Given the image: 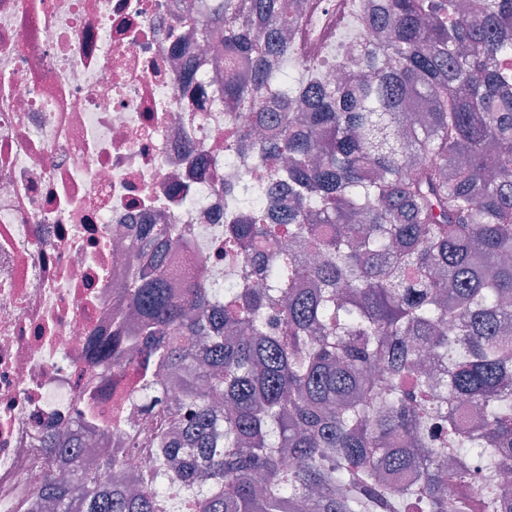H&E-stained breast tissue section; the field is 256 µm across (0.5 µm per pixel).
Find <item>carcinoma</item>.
<instances>
[{"instance_id": "obj_1", "label": "carcinoma", "mask_w": 512, "mask_h": 512, "mask_svg": "<svg viewBox=\"0 0 512 512\" xmlns=\"http://www.w3.org/2000/svg\"><path fill=\"white\" fill-rule=\"evenodd\" d=\"M347 80L288 66L309 28L296 0H223L224 111L288 194L228 190L224 251L263 258L264 288L198 278L177 301L141 225L118 326L186 374L152 441L150 485L127 492L114 461L38 490L53 512H512V0H366ZM471 406L479 426L461 424ZM421 472L404 496L384 476Z\"/></svg>"}]
</instances>
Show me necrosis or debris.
Masks as SVG:
<instances>
[{
	"mask_svg": "<svg viewBox=\"0 0 512 512\" xmlns=\"http://www.w3.org/2000/svg\"><path fill=\"white\" fill-rule=\"evenodd\" d=\"M304 66L351 26L350 0H309ZM220 0H0V512H35L47 433L79 429L87 468L141 478L168 416L143 410L141 370L117 335L139 224H180L174 295L224 282V191L262 175L233 155L214 58L195 19ZM196 56L188 83L181 61Z\"/></svg>",
	"mask_w": 512,
	"mask_h": 512,
	"instance_id": "4bbe7bcc",
	"label": "necrosis or debris"
}]
</instances>
